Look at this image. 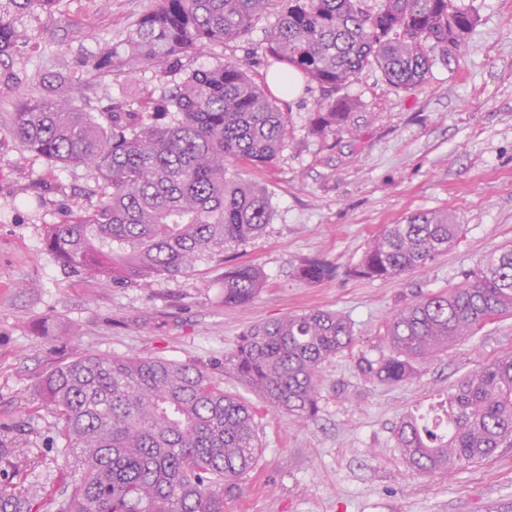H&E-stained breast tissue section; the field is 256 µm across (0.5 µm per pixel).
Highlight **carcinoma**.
Instances as JSON below:
<instances>
[{"label":"carcinoma","instance_id":"cac0c4a2","mask_svg":"<svg viewBox=\"0 0 512 512\" xmlns=\"http://www.w3.org/2000/svg\"><path fill=\"white\" fill-rule=\"evenodd\" d=\"M55 2L0 0V84L14 83V56L30 40L19 16L49 12ZM273 9L267 66L277 68L284 93L297 74L322 90L309 132L324 139L349 129L358 104L343 90L364 69L412 90L460 50L476 23L457 0H151L124 42L105 45L87 67L97 75L180 70L188 52L239 38ZM54 82L52 75L39 78V93L21 97L10 126L48 165L95 172L89 195L96 203L46 227L48 246L64 266L107 286L145 288L269 224L268 195L231 167L273 163L288 138V119L277 96L238 63L185 72L161 98L179 115L171 124L155 121L158 104L150 99L137 111L101 109L86 93L56 94ZM461 232L446 212L415 214L373 237L351 273L399 278L447 251ZM326 274L319 263L299 269L308 281ZM263 286L258 268L234 267L224 272V304H246ZM511 312L507 245L451 290L397 310L385 326L387 349L359 354L357 369L368 382L399 385L417 365ZM354 342L353 326L340 314L289 315L243 332L224 371L273 410L307 420L319 409L323 365ZM40 395L76 464L56 512H224V494L261 452L251 406L195 364L86 354L47 375ZM396 440L419 474H451L512 448V356L471 374L434 414L403 419ZM23 448L18 433L0 439V512H39L41 488L15 481L4 467Z\"/></svg>","mask_w":512,"mask_h":512}]
</instances>
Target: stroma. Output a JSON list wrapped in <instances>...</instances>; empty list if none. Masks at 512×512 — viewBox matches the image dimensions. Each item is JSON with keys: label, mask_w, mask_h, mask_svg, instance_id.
Segmentation results:
<instances>
[{"label": "stroma", "mask_w": 512, "mask_h": 512, "mask_svg": "<svg viewBox=\"0 0 512 512\" xmlns=\"http://www.w3.org/2000/svg\"><path fill=\"white\" fill-rule=\"evenodd\" d=\"M477 22L460 52L436 63L423 83L398 92L373 69L346 93L359 105L353 134L311 135L313 86L281 95L288 137L270 165L239 166L265 189L272 218L257 236L200 256L186 273L161 275L147 288H112L63 268L45 245V228L74 207H90L94 174L51 168L22 147L9 117L33 79L60 78L59 91L86 89L101 106L139 108L160 98L183 71L138 69L92 75L85 60L116 44L148 0H59L51 13L22 16L31 39L14 59L21 81L0 89V424L27 443L12 469L59 496L70 478L61 425L40 397V383L83 354L153 355L213 367L224 387L247 400L262 443L259 461L224 512H512V448L449 476L412 472L395 441L411 413L444 399L463 377L512 355V314L487 324L399 385L366 382L358 353L378 356L384 329L418 296L448 290L482 260L512 244V0H458ZM275 21H256L242 38L184 57L185 69L224 61L264 83V46ZM448 211L463 232L427 268L391 280L351 269L387 225ZM310 262L326 265L317 282L299 278ZM251 265L266 279L252 302L228 306L226 270ZM311 310L335 311L353 326V350L322 370L319 410L300 421L273 410L222 363L251 325Z\"/></svg>", "instance_id": "1"}]
</instances>
